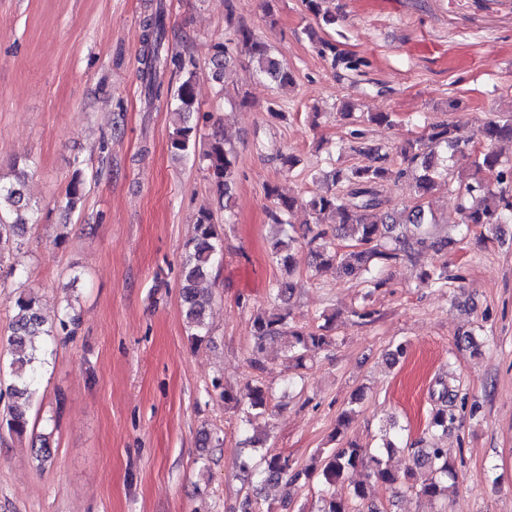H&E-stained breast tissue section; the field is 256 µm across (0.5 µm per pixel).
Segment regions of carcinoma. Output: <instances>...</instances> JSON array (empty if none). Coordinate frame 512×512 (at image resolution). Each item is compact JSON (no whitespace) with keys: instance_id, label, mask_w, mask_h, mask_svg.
Masks as SVG:
<instances>
[{"instance_id":"obj_1","label":"carcinoma","mask_w":512,"mask_h":512,"mask_svg":"<svg viewBox=\"0 0 512 512\" xmlns=\"http://www.w3.org/2000/svg\"><path fill=\"white\" fill-rule=\"evenodd\" d=\"M140 80L148 106L166 104L172 116L169 151L178 158L196 156L201 127L209 115L196 108L195 72L193 62L166 50V9L163 3L144 21ZM317 53L334 70L358 72L368 66L341 49L333 39L316 43ZM245 53L256 63V72L281 86L293 81L291 71L282 66L271 54L267 43L254 37L246 27L234 28L233 36L219 40L212 46L211 79L224 84V69L236 53ZM185 73V79L176 91L164 87L163 74L169 70ZM351 134L361 140L357 152L365 161L332 171L331 181L305 199L285 195L276 187L267 189L273 200L270 218L279 228L281 237L272 243V258L276 263L293 270L295 258L291 216L298 208L306 214L307 230L303 235L310 254L321 266L333 267L344 278L357 279L379 287L378 275L401 255H410L421 248L437 251L448 248L451 240L436 237L428 225L436 223L426 214L428 198L438 181L452 173L458 174L459 194L456 217L446 220L467 231L480 227L493 232L497 225L512 220V162L502 160L497 144L512 142V106L486 121L469 138L458 134L452 123L432 124L418 136L409 139L397 151L398 164L389 154L363 142L365 132L354 129ZM203 170L228 212L224 224L229 223L233 187L236 183V157L233 148L224 139L222 131L214 130L208 138L207 148L200 156ZM422 174L415 177L416 205L408 212L398 211L380 193L381 183L388 178L400 179L415 169ZM28 173L14 166L11 180L0 181V264L10 252L15 238L22 236L28 225L38 222L39 206L25 194ZM82 162L74 160V170L66 194L67 211L75 209L83 196ZM336 225V236L347 237L352 244L339 248L329 234V225ZM223 224L215 222L209 211L198 214L192 237L186 243V257L181 273V295L184 321L190 338L199 343L209 333L206 311L211 299L198 285L206 280L222 252ZM421 281L428 287L442 288L448 284V266L426 271ZM296 283L291 279L276 282L269 291L268 307L251 316L253 332V358L251 367L262 370L261 355L266 345L279 336L288 337V360L295 367L332 343L325 330L331 328L333 317L321 314L324 324L317 327L300 326L293 322L288 302ZM15 316L11 324L8 344L13 348L9 361V400L5 413L0 415V429L16 436L28 428L30 412L37 398V376L46 363V351L39 337L50 336L53 327L46 325L37 299L20 294L14 301ZM224 403L233 405L246 426L265 414L270 399L268 387L257 378L246 386V392L224 390ZM459 394L448 385L437 392L441 407L431 414L426 434L433 439L428 447L417 442L409 445L410 463L399 474L387 467L382 455L396 449L393 442L381 448H364L350 441L339 448H327L320 453L319 464L300 469L293 468L289 459L280 453L264 454L259 462L248 457L240 462L247 476L258 475L266 484L282 481L292 484L301 478L318 475L321 480L318 512H378L370 501L366 484L354 482L351 476L359 470L369 471L374 482L394 494L404 491L430 501L447 500L456 493V472L448 462L446 449L438 447L434 438L438 432L448 431L454 414L448 408L456 406ZM348 483L344 494L336 492V484Z\"/></svg>"}]
</instances>
